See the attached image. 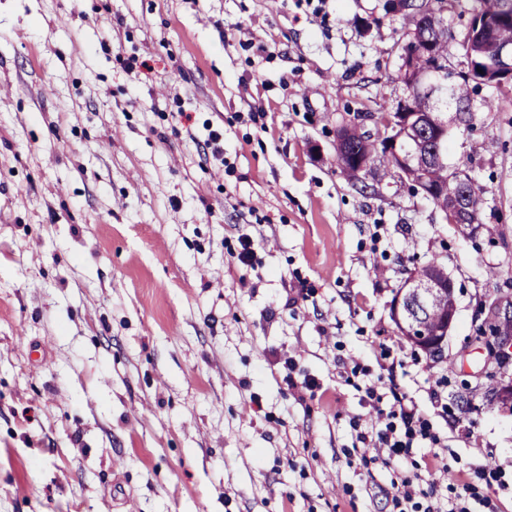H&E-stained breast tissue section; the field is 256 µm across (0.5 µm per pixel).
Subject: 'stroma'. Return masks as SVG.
Instances as JSON below:
<instances>
[{
  "instance_id": "35a3bbf8",
  "label": "stroma",
  "mask_w": 512,
  "mask_h": 512,
  "mask_svg": "<svg viewBox=\"0 0 512 512\" xmlns=\"http://www.w3.org/2000/svg\"><path fill=\"white\" fill-rule=\"evenodd\" d=\"M381 5L0 0V512H393L399 477L444 465L471 512H512L489 401L512 364L476 333L512 315V104L441 112L478 223L347 182L338 129L407 94ZM433 255L438 357L391 318ZM372 386L439 443L365 447Z\"/></svg>"
}]
</instances>
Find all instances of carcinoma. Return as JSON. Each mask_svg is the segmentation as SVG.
Segmentation results:
<instances>
[{"mask_svg":"<svg viewBox=\"0 0 512 512\" xmlns=\"http://www.w3.org/2000/svg\"><path fill=\"white\" fill-rule=\"evenodd\" d=\"M468 2V23L463 32L454 34L448 29V14ZM403 23L413 27V34L419 46L431 52L429 56L416 57V68L429 70L435 61L445 64L443 71L434 76L441 85L433 94L424 86L411 95V111L440 113V104L450 100L456 105L459 121L469 122L472 112V95L486 86L496 91L498 100L512 102V80L504 84L495 79L493 62L483 50L480 36L486 33L494 41L512 44V0H409L408 9L401 13ZM458 62L461 70L453 68ZM347 156L339 161L341 173L353 183L361 181L356 170V160L362 159L370 165L385 170L396 168L397 158L386 146V139L372 138L361 129H354L346 144ZM466 171V161L455 166L448 162L413 163V169L406 174V180L419 190L421 182L436 189L437 195L430 197L434 206L439 201L465 197L466 208L473 215H479L486 203L485 191L471 186L463 193L462 185L456 179L457 173ZM448 318V295L439 294L429 299L420 309L415 320L413 334L421 343L434 341L435 332Z\"/></svg>","mask_w":512,"mask_h":512,"instance_id":"obj_1","label":"carcinoma"}]
</instances>
